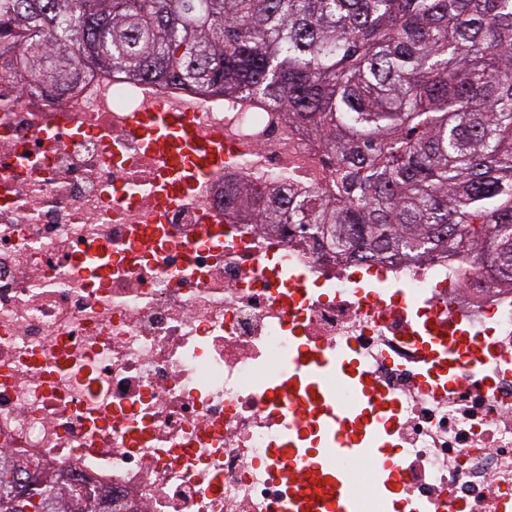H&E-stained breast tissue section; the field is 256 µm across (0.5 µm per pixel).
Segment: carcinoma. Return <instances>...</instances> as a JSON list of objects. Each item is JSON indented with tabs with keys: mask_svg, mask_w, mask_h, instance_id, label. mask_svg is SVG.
Masks as SVG:
<instances>
[{
	"mask_svg": "<svg viewBox=\"0 0 512 512\" xmlns=\"http://www.w3.org/2000/svg\"><path fill=\"white\" fill-rule=\"evenodd\" d=\"M30 85L87 67L288 110L327 175L258 223L360 264L469 256L512 289V0H0ZM0 463V512L19 474ZM27 512H96L59 479Z\"/></svg>",
	"mask_w": 512,
	"mask_h": 512,
	"instance_id": "cac0c4a2",
	"label": "carcinoma"
}]
</instances>
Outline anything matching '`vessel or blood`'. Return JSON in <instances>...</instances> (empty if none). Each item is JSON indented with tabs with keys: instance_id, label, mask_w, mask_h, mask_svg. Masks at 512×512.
I'll return each instance as SVG.
<instances>
[{
	"instance_id": "vessel-or-blood-1",
	"label": "vessel or blood",
	"mask_w": 512,
	"mask_h": 512,
	"mask_svg": "<svg viewBox=\"0 0 512 512\" xmlns=\"http://www.w3.org/2000/svg\"><path fill=\"white\" fill-rule=\"evenodd\" d=\"M142 135L146 143L162 153L167 160L160 190L168 198L173 196L176 186L181 181L204 177L227 155L223 143L217 140L205 144L198 143L193 137L189 122L174 121L164 112L153 114L149 123L143 127ZM296 370L304 384L320 386L327 376L332 375L341 381H355V390L360 402L366 403L373 398L365 380L355 379L354 364L349 358L340 357L333 361H300L296 364ZM346 452L349 451L341 442L333 448L286 449L281 474L290 482L309 479L322 483L326 481L328 472H335L336 487L340 494L336 500L327 502L325 512H357V499L347 492L348 487L353 484L351 473L333 466L334 459L345 455Z\"/></svg>"
}]
</instances>
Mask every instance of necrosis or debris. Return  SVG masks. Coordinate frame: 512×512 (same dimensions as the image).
I'll list each match as a JSON object with an SVG mask.
<instances>
[{
  "label": "necrosis or debris",
  "instance_id": "obj_1",
  "mask_svg": "<svg viewBox=\"0 0 512 512\" xmlns=\"http://www.w3.org/2000/svg\"><path fill=\"white\" fill-rule=\"evenodd\" d=\"M159 105L235 153L169 202L140 132ZM321 167L283 109L98 70L0 82V459L112 512H319L335 485L274 451L334 447V407L384 451L359 512H512V290L444 254L365 281L229 201ZM345 352L376 401L311 388L288 413L295 359Z\"/></svg>",
  "mask_w": 512,
  "mask_h": 512
}]
</instances>
